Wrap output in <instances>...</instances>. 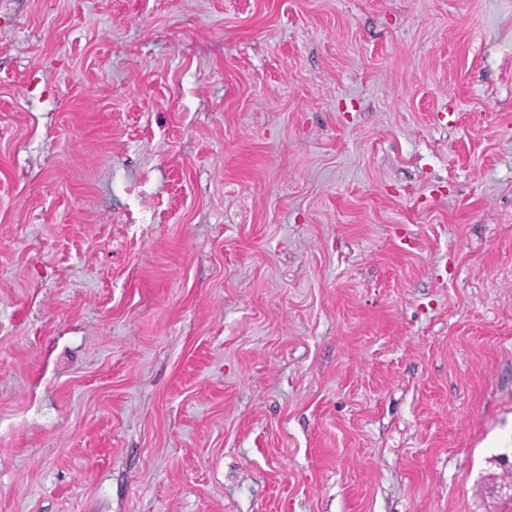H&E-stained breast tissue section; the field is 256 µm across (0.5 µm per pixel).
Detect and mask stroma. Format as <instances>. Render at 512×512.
Returning a JSON list of instances; mask_svg holds the SVG:
<instances>
[{"label":"stroma","mask_w":512,"mask_h":512,"mask_svg":"<svg viewBox=\"0 0 512 512\" xmlns=\"http://www.w3.org/2000/svg\"><path fill=\"white\" fill-rule=\"evenodd\" d=\"M512 0H0V512H512Z\"/></svg>","instance_id":"obj_1"}]
</instances>
